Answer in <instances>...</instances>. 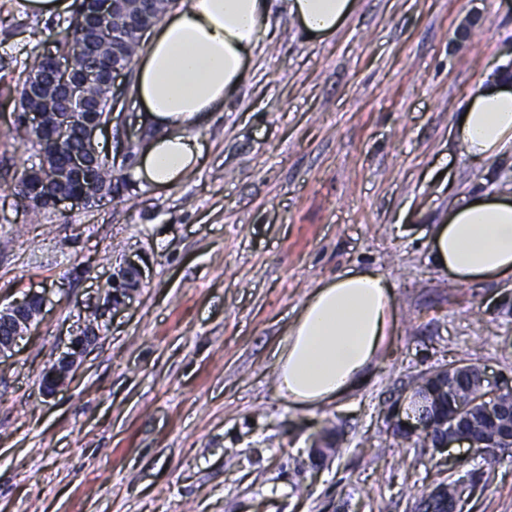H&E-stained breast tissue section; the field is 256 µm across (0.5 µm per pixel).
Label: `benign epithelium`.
Instances as JSON below:
<instances>
[{
    "instance_id": "7a95c632",
    "label": "benign epithelium",
    "mask_w": 512,
    "mask_h": 512,
    "mask_svg": "<svg viewBox=\"0 0 512 512\" xmlns=\"http://www.w3.org/2000/svg\"><path fill=\"white\" fill-rule=\"evenodd\" d=\"M134 8L125 16V29L143 34L154 25L149 16L148 5L151 0H133ZM99 25V17L94 12L85 13L82 18L83 52L92 60L104 59L109 61L104 71L106 85L114 88L116 79L127 69L117 44L112 48L94 38L93 33ZM85 86L84 75L72 71L63 65L52 61L42 70L28 76L25 89L34 99L47 93L53 99L63 102L68 107V113L49 119V114L29 110L14 113V120L22 121L27 127L37 131L44 126L54 125L59 134L51 138V143L66 145L65 150L56 154V162L48 174L34 169L30 175L40 179H48L53 187L52 195L46 198L36 197L29 191L28 184L18 186L22 194L16 199L32 211L57 209L64 203L76 206H90L99 202L100 197H90L84 193L73 191V187L83 183L99 156L97 149V134L108 124L100 116L98 105L87 99L83 93ZM140 270L136 263L129 262L119 270L110 281L109 295L105 296L101 307L94 311L95 320H101L106 314L117 311L125 305V299L139 287ZM45 305V297L38 292H28L23 298L13 301L0 309V358L12 352L20 338L27 335L36 318L41 315ZM96 326L89 324L84 332L73 337L69 351L62 356L49 370V376L43 381L46 394H55L62 387L75 368L77 361L87 347L95 340ZM466 364H457L431 371L420 378L415 387L414 397L424 400V406L415 416V421L399 419V411L392 409L389 416L390 424L411 437H415L428 448H450L452 445L467 444L471 448H504L512 447V422L502 428L499 434L490 441L479 438H464L456 435L454 426L455 414L437 420L435 409L445 400H451L454 379L469 373Z\"/></svg>"
}]
</instances>
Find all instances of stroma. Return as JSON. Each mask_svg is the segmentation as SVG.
I'll return each instance as SVG.
<instances>
[{"label": "stroma", "instance_id": "1", "mask_svg": "<svg viewBox=\"0 0 512 512\" xmlns=\"http://www.w3.org/2000/svg\"><path fill=\"white\" fill-rule=\"evenodd\" d=\"M64 21L0 0V307L48 297L0 359V512H413L435 480L464 475L461 454L487 476L461 512H512V458L437 452L385 417L433 369L512 377V279L461 283L430 254L462 198L512 195L511 151L450 154L485 71L512 67V0H359L321 42L272 0L240 90L193 128L204 151L182 181L131 174L126 142L155 134L132 65L97 138L118 191L33 212L9 190L40 163L12 138L13 106L31 28L47 52ZM128 258L141 287L45 396L43 371ZM349 270L389 282L391 332L359 388L291 406L275 381L288 327ZM325 426L341 451L318 465Z\"/></svg>", "mask_w": 512, "mask_h": 512}]
</instances>
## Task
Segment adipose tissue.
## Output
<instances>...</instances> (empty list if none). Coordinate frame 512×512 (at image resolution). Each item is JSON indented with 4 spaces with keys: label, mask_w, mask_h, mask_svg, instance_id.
Wrapping results in <instances>:
<instances>
[{
    "label": "adipose tissue",
    "mask_w": 512,
    "mask_h": 512,
    "mask_svg": "<svg viewBox=\"0 0 512 512\" xmlns=\"http://www.w3.org/2000/svg\"><path fill=\"white\" fill-rule=\"evenodd\" d=\"M287 8L321 41L353 14L356 0H287ZM268 15V0H185L150 30L135 95L162 134L143 148L135 178L170 186L197 165L203 145L191 129L238 91ZM463 116L459 155L488 160L511 149L512 75H484ZM431 255L465 283L512 277V198L484 195L457 205L436 228ZM390 304L388 284L372 272L345 273L316 287L280 351V395L308 407L357 388L390 332Z\"/></svg>",
    "instance_id": "obj_1"
}]
</instances>
